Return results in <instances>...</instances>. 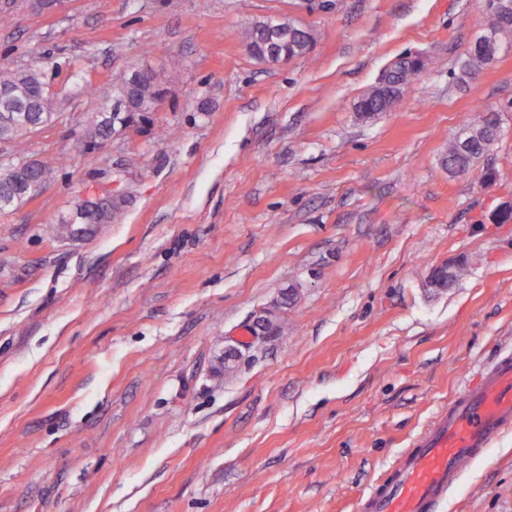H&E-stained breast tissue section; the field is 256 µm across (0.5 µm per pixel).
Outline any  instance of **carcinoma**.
Masks as SVG:
<instances>
[{"label":"carcinoma","instance_id":"obj_1","mask_svg":"<svg viewBox=\"0 0 512 512\" xmlns=\"http://www.w3.org/2000/svg\"><path fill=\"white\" fill-rule=\"evenodd\" d=\"M491 22L487 31L495 36V43H475L461 64L459 79L474 78L486 65L490 64L498 54L501 37L512 34V12L490 9ZM314 43L311 31L299 30L281 52L290 57H302L309 53ZM247 53L256 58L267 48L266 37L262 30L252 26L244 37ZM423 69V63L412 57H402L395 62L391 84L387 87L378 86L368 91L359 101L357 112L362 118H370L381 112H387L393 102L414 80ZM50 80L48 68L40 64L27 68L0 69V92L10 89L20 91L28 97L26 121L18 126H0V142H18L31 133L41 129L53 121L57 97L42 92L43 85ZM165 86L162 71H154L140 81L133 90H128L124 83L117 89L119 97L129 95L133 98V111H142L143 104L161 91ZM500 123L493 112L458 131L448 144V152L442 158V164L452 177L467 176L472 173L475 163L483 158L500 137ZM112 136V123L102 118L101 112L92 113L85 121L83 146L84 152L94 153L100 150ZM51 175L50 167L39 163L33 167L16 169L4 164L0 165V198L11 195L17 203L26 201L24 187L31 181L47 183ZM461 269L448 270L446 267L434 271L429 280L432 288H446L448 283L456 280Z\"/></svg>","mask_w":512,"mask_h":512}]
</instances>
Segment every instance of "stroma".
<instances>
[{
    "label": "stroma",
    "mask_w": 512,
    "mask_h": 512,
    "mask_svg": "<svg viewBox=\"0 0 512 512\" xmlns=\"http://www.w3.org/2000/svg\"><path fill=\"white\" fill-rule=\"evenodd\" d=\"M311 29L285 65L244 33ZM485 0H64L0 16V67L56 68L53 122L0 161L52 166L0 214V512H357L440 407L512 350V36L468 82ZM403 56L391 111L359 99ZM135 65L167 68L151 123L98 152L84 121ZM92 94L69 91L74 76ZM505 135L452 177L488 110ZM113 186L112 223L46 228ZM465 262L444 290L434 267ZM291 291L281 305L283 291ZM265 310L275 336L232 372ZM438 512H512V429ZM266 26L271 40L275 44H284L281 47V52L287 54L288 57H302L305 56L311 50L314 43V36L311 30H299L291 37L288 41V23L279 19H267ZM244 44L247 53L257 58L267 48L266 37L262 30L257 27H250L244 37ZM287 56H279L276 51L268 53L266 56L257 58V60L272 64H286L290 62ZM423 63L416 58L402 57L395 62L390 86H378L368 91L359 101L357 112L362 118H371L381 112H388L393 102L423 69ZM500 123L493 112L463 127L448 144L442 164L452 177L470 175L475 163L483 158L500 137Z\"/></svg>",
    "instance_id": "35a3bbf8"
}]
</instances>
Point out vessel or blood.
Listing matches in <instances>:
<instances>
[{
    "instance_id": "obj_1",
    "label": "vessel or blood",
    "mask_w": 512,
    "mask_h": 512,
    "mask_svg": "<svg viewBox=\"0 0 512 512\" xmlns=\"http://www.w3.org/2000/svg\"><path fill=\"white\" fill-rule=\"evenodd\" d=\"M512 427V353H502L442 408L372 487L359 512H436L478 455Z\"/></svg>"
}]
</instances>
